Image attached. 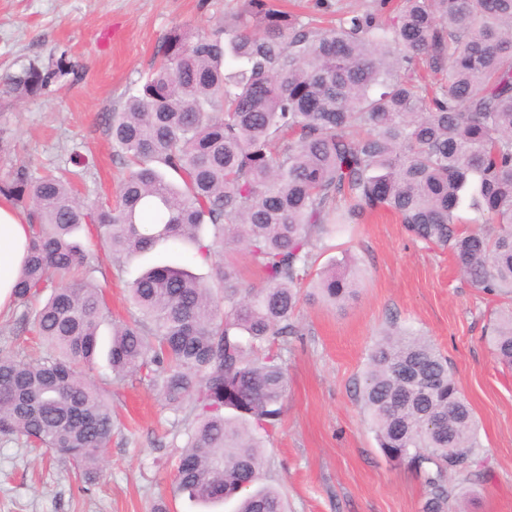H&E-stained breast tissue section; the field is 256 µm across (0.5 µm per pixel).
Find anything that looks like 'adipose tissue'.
<instances>
[{
    "instance_id": "ef3b65f1",
    "label": "adipose tissue",
    "mask_w": 512,
    "mask_h": 512,
    "mask_svg": "<svg viewBox=\"0 0 512 512\" xmlns=\"http://www.w3.org/2000/svg\"><path fill=\"white\" fill-rule=\"evenodd\" d=\"M29 240V224L8 202L0 201V313L14 305L13 289L25 264Z\"/></svg>"
}]
</instances>
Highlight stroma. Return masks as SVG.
<instances>
[{"mask_svg": "<svg viewBox=\"0 0 512 512\" xmlns=\"http://www.w3.org/2000/svg\"><path fill=\"white\" fill-rule=\"evenodd\" d=\"M369 0H284L299 21H328ZM244 0H0V80L35 63L65 59L70 71L37 98L0 96V180L14 164L32 177L64 170L78 198L116 202L124 173L121 151L106 132L129 90L158 62L166 35L210 30L238 14ZM77 239L96 272L110 321L94 379L111 378L104 351L113 321L136 310L126 286L147 267L179 263L189 245L167 243L132 257L111 254L96 225ZM349 258L358 270L354 299L344 306L302 301L297 333L282 352L288 369L285 413L266 442L267 483L284 494L288 512H422L423 481L389 461L367 423L359 384L379 333L397 325L426 336L470 403L482 446L484 477L468 486L456 512H512V367L500 363L486 331L503 298L474 288L446 248L414 241L389 212L366 214L325 239L316 265ZM115 427L96 482L82 488L67 465H43L30 448L0 439V512H234L233 502L204 508L176 494L173 472L187 422L147 386L112 388Z\"/></svg>", "mask_w": 512, "mask_h": 512, "instance_id": "obj_1", "label": "stroma"}]
</instances>
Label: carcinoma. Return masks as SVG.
<instances>
[{
    "mask_svg": "<svg viewBox=\"0 0 512 512\" xmlns=\"http://www.w3.org/2000/svg\"><path fill=\"white\" fill-rule=\"evenodd\" d=\"M385 7L321 31L276 0H245L209 34L172 31L160 64L106 119L127 168L113 207L87 208L65 175L34 179L23 164L0 182L32 232L14 333L49 346H0L1 438L46 449L91 485L112 444L109 388L137 378L191 421L177 493L287 512L280 491L260 485L264 434L288 389L267 343L296 334L317 243L384 208L415 240L448 247L475 287L512 296V0H402L388 18ZM421 65L438 86L415 83ZM67 73L61 60L30 64L5 92L39 97ZM465 204L498 233L460 228ZM85 224L114 254L186 240L214 271L210 284L158 263L130 283L138 316L112 327L109 382L89 375L110 310L74 240ZM229 244L261 286L213 261ZM350 275L338 260L316 273L314 293L342 303ZM489 343L512 366V306ZM360 393L383 454L423 477L422 512H448L451 480L478 478L483 465L448 359L390 329L370 350Z\"/></svg>",
    "mask_w": 512,
    "mask_h": 512,
    "instance_id": "carcinoma-1",
    "label": "carcinoma"
}]
</instances>
